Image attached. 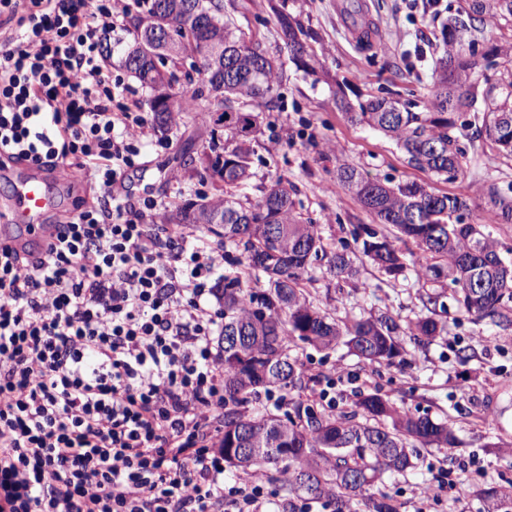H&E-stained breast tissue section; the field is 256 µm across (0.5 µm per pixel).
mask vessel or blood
<instances>
[{
    "mask_svg": "<svg viewBox=\"0 0 512 512\" xmlns=\"http://www.w3.org/2000/svg\"><path fill=\"white\" fill-rule=\"evenodd\" d=\"M349 31L353 40L362 45L375 43L377 38L375 21L367 14L350 24ZM72 176V171L68 169L54 174L31 170L29 176L15 186L6 206L0 208V225L29 226L40 242L52 240L56 229L54 225L45 223L44 217L57 206L55 186Z\"/></svg>",
    "mask_w": 512,
    "mask_h": 512,
    "instance_id": "1",
    "label": "vessel or blood"
}]
</instances>
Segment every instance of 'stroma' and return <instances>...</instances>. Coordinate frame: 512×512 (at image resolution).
<instances>
[{"label": "stroma", "mask_w": 512, "mask_h": 512, "mask_svg": "<svg viewBox=\"0 0 512 512\" xmlns=\"http://www.w3.org/2000/svg\"><path fill=\"white\" fill-rule=\"evenodd\" d=\"M361 2L380 30L377 42L367 47L353 42L336 12V0H223L224 18L236 33L283 61L287 73L277 90L276 106L252 143V176L239 192L240 202L255 200L277 177H284L295 185L304 210L320 224L325 243L337 244L342 226L371 221L360 203L334 184L337 164L348 162L371 178L416 180L435 191L464 197L470 221H481L486 202L479 191L480 179L488 175L500 184L512 183V159L476 148L477 167L448 183L408 167L393 140L348 122L337 110L334 91L340 82L365 97L427 95L432 70L442 54L432 35L439 24L421 0ZM283 4L317 32L315 61L329 71L330 81L315 80L289 62L274 13ZM214 138L226 140L223 127L203 122L198 113L184 114L168 134L151 133L117 191L161 199L172 214L197 196L221 194V183L181 161L186 140H194L196 151L203 152ZM355 264L360 274L348 281L331 279L321 267L313 270L310 288L322 307L340 318L386 311L406 321L424 316L416 280H388L360 255ZM444 317L447 334L428 343L406 341L404 361L398 365L366 367L342 350L326 353L308 347L298 353L307 373L335 380L332 398L350 396L355 388L376 383L406 411L451 422L461 442L459 450L423 449L414 470L385 481V491L401 503L403 512H416L419 488L437 473L453 488L429 502L427 512H476L472 492L477 485L502 475L512 479V454L495 449L496 443H512V335L501 336L488 324L469 322L452 304ZM466 345L473 357L463 363L456 351Z\"/></svg>", "instance_id": "stroma-1"}]
</instances>
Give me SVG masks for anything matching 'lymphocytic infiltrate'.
Wrapping results in <instances>:
<instances>
[{
	"label": "lymphocytic infiltrate",
	"mask_w": 512,
	"mask_h": 512,
	"mask_svg": "<svg viewBox=\"0 0 512 512\" xmlns=\"http://www.w3.org/2000/svg\"><path fill=\"white\" fill-rule=\"evenodd\" d=\"M123 16L0 0V170L88 189L45 246L0 243V512H267L259 478L225 485L217 446L224 247L114 191L148 134L103 65Z\"/></svg>",
	"instance_id": "obj_1"
}]
</instances>
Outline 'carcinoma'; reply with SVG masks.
Instances as JSON below:
<instances>
[{
	"label": "carcinoma",
	"mask_w": 512,
	"mask_h": 512,
	"mask_svg": "<svg viewBox=\"0 0 512 512\" xmlns=\"http://www.w3.org/2000/svg\"><path fill=\"white\" fill-rule=\"evenodd\" d=\"M131 17L134 40L123 66L144 86L169 90L168 101L148 100L157 127L170 131L198 101L222 96L224 111L214 123L235 140L231 149L212 141L197 159L193 141L184 161L199 162L224 195H201L166 222L203 224L224 240L221 299L224 327L218 338L224 363V431L218 447L224 465L244 473L269 471L288 500V512H400L401 505L379 484L406 475L419 449H452V426L396 406L378 385L356 389L347 407L321 410L303 398L322 384L305 372L294 351L345 349L368 363L391 365L402 356L405 336L433 339L447 327L436 319L442 298L476 321H489L512 334V248L485 231L487 224L512 223V184L491 178L482 192L488 207L482 223L468 221L465 198L439 194L416 181L397 183L365 176L348 163L336 166V186L352 194L377 219L353 224L340 247L327 251L320 225L302 212L296 187L277 178L253 203L243 206L237 192L250 176L252 141L263 113L275 108L274 92L283 64L258 43L236 34L224 22L221 0H138ZM289 58L308 69L312 33L301 21L277 11ZM512 25V0H461L440 29L444 58L435 68L429 95L419 101L389 96L351 102L336 98L351 123L366 124L395 141L408 166L452 182L470 165L475 143L512 157V42L487 43V21ZM194 56L197 87L177 91L176 72ZM412 243L418 262L407 263L399 244ZM358 249L391 280L414 271L432 287L421 297L429 315L405 322L388 312L337 319L317 303L306 283L326 262L339 280L356 277L351 257ZM261 288H247L252 278ZM277 394L275 411L261 395ZM478 512H512V482L486 483L473 491Z\"/></svg>",
	"instance_id": "obj_1"
}]
</instances>
